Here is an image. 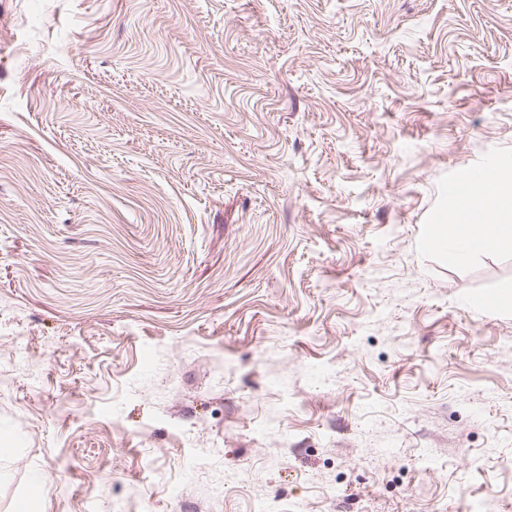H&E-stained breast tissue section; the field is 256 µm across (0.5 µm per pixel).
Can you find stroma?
<instances>
[{
    "mask_svg": "<svg viewBox=\"0 0 512 512\" xmlns=\"http://www.w3.org/2000/svg\"><path fill=\"white\" fill-rule=\"evenodd\" d=\"M495 166L512 0H0V512H512ZM486 179L493 185L490 194L481 193L474 185L465 193L468 198V214L464 221L453 220L451 224H436L429 232V243L448 253L451 259L461 263L473 253L502 245H512V175L487 172ZM493 197L498 203L486 201ZM480 214L489 224L488 230L480 231L474 216Z\"/></svg>",
    "mask_w": 512,
    "mask_h": 512,
    "instance_id": "stroma-1",
    "label": "stroma"
}]
</instances>
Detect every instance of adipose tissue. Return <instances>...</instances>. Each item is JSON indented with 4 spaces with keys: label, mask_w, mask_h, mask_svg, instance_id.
<instances>
[{
    "label": "adipose tissue",
    "mask_w": 512,
    "mask_h": 512,
    "mask_svg": "<svg viewBox=\"0 0 512 512\" xmlns=\"http://www.w3.org/2000/svg\"><path fill=\"white\" fill-rule=\"evenodd\" d=\"M486 178L493 185L491 194L470 188L468 216L463 221L434 225L430 244L461 263L473 253L502 245H512V175L492 171Z\"/></svg>",
    "instance_id": "ef3b65f1"
}]
</instances>
